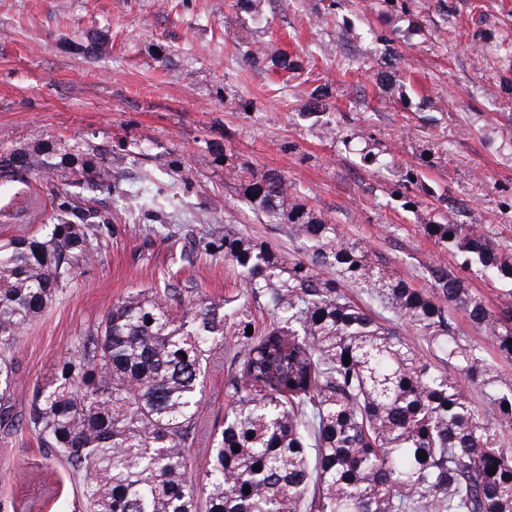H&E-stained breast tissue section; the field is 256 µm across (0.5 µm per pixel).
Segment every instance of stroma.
<instances>
[{
	"mask_svg": "<svg viewBox=\"0 0 512 512\" xmlns=\"http://www.w3.org/2000/svg\"><path fill=\"white\" fill-rule=\"evenodd\" d=\"M447 2L443 13L437 0H408L403 9L384 0H264L257 22L231 0H0V154L49 156L72 194L112 217L93 260L18 338L15 414L26 413L33 383L51 376L77 337L95 332L114 299L172 271L171 233L198 225L209 202H222L212 226L300 251L286 226L264 223L243 202L215 146L235 163L284 174L317 217L362 238L375 261L419 289L430 287L423 266L455 262L423 224L449 216L512 242V59L487 50L512 34V0H484L480 16L471 0ZM229 26L270 50L313 57L279 92L278 76L242 64ZM382 34L404 57L390 83ZM351 55L357 70L342 76L336 62ZM319 84L331 88V118L349 142L323 138L304 116ZM370 150L393 168L365 165ZM158 155L176 161L177 173L160 171ZM409 168L419 181L400 185ZM115 181L135 198L159 192L168 236L124 215L109 189ZM54 188L0 179V242L47 222ZM179 279L201 296L239 289L223 260L203 253ZM80 506L68 466L47 460L33 434L0 442V512Z\"/></svg>",
	"mask_w": 512,
	"mask_h": 512,
	"instance_id": "stroma-1",
	"label": "stroma"
}]
</instances>
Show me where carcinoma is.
I'll list each match as a JSON object with an SVG mask.
<instances>
[{"label":"carcinoma","mask_w":512,"mask_h":512,"mask_svg":"<svg viewBox=\"0 0 512 512\" xmlns=\"http://www.w3.org/2000/svg\"><path fill=\"white\" fill-rule=\"evenodd\" d=\"M237 45L255 70L304 67L299 54ZM308 99L323 136H340L323 119L328 88L312 87ZM58 171L38 155H0V178L48 180ZM235 176L244 203L266 223L287 225L303 253L230 228L211 232L204 251L224 257L239 279L236 295L195 300L168 279L129 292L33 386L22 425L66 462L85 512H512V448L503 440L512 431V380L481 345L459 336L454 317L462 311L512 360V244L480 224L424 225L440 250L460 259L455 269L427 265L425 292L373 261L362 240L316 217L284 175L242 166ZM112 195L132 217L156 212L157 200H134L115 183ZM55 199V223L0 244L4 439L16 421L20 381L10 354L18 336L92 258L109 224L62 182ZM473 269L503 285L498 304L472 293ZM348 288L378 311L358 305ZM256 305L269 322H256ZM401 321L432 359L392 329ZM221 352L228 404L207 436L208 469L197 482L188 463L204 383ZM461 378L480 385L485 408L473 405Z\"/></svg>","instance_id":"obj_1"}]
</instances>
